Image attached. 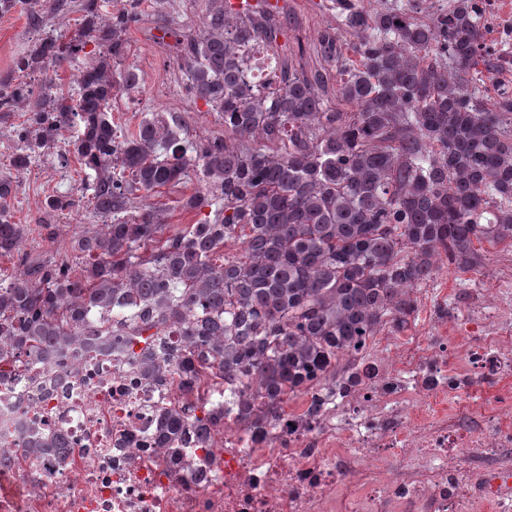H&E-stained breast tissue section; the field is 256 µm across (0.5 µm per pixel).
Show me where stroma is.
<instances>
[{
  "mask_svg": "<svg viewBox=\"0 0 512 512\" xmlns=\"http://www.w3.org/2000/svg\"><path fill=\"white\" fill-rule=\"evenodd\" d=\"M295 12V28L289 31V40H300L303 53L301 65L308 70L323 68L325 61L318 44L320 30L331 22L328 9L330 0H285ZM153 0H143L145 16L131 28L128 51L122 68H134L141 77L138 90L118 89L112 100V118L118 131L129 134L136 130L141 117L148 112L162 110L173 112L183 120L182 134L188 139H205L223 135L224 126L215 113L209 112L204 103L190 101L183 89L184 75L178 67L172 38L161 37L149 15ZM40 35L28 20L26 11L0 16V78L10 75L14 58ZM25 119L21 112H0V177L8 175L18 181L17 193L9 198V208L15 223L25 228L20 256L0 258V273L16 271L21 257L36 260L53 257L73 261L71 242L74 237L92 224L89 200L81 196L83 172L78 162L61 167L58 155L35 157L28 170L17 173L10 165L14 152L12 130ZM192 181L174 188H166L159 200L169 210L164 235L182 232L196 223L194 213L184 210L183 201L198 189ZM68 194L78 198L79 207L70 214L54 217L51 229L39 223L48 197ZM512 256V246L501 244L489 248L482 265L461 272L455 266L444 265L436 278L417 291L418 308L411 330H420L430 317L453 311L455 317L447 333L461 336V316L468 307L466 291L470 288H493L497 285L502 259Z\"/></svg>",
  "mask_w": 512,
  "mask_h": 512,
  "instance_id": "obj_1",
  "label": "stroma"
}]
</instances>
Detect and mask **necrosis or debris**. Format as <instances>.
Instances as JSON below:
<instances>
[{
	"mask_svg": "<svg viewBox=\"0 0 512 512\" xmlns=\"http://www.w3.org/2000/svg\"><path fill=\"white\" fill-rule=\"evenodd\" d=\"M493 82L512 94V0H479ZM494 288L470 289L475 335L446 323L371 337L346 356L350 395L319 413L282 405L257 438L226 415L210 448L181 465L151 456L156 410L175 398L138 375L121 337L68 346L62 373L0 379V448L23 434L64 432L65 456L23 459L0 476V512H507L512 506V259Z\"/></svg>",
	"mask_w": 512,
	"mask_h": 512,
	"instance_id": "necrosis-or-debris-1",
	"label": "necrosis or debris"
}]
</instances>
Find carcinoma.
I'll return each mask as SVG.
<instances>
[{
	"label": "carcinoma",
	"mask_w": 512,
	"mask_h": 512,
	"mask_svg": "<svg viewBox=\"0 0 512 512\" xmlns=\"http://www.w3.org/2000/svg\"><path fill=\"white\" fill-rule=\"evenodd\" d=\"M425 2L378 0L367 12L332 0L326 67L308 72L278 43L282 7L231 14L207 0L197 31L182 34L170 2L154 0L188 94L224 122V136L191 141L163 112L117 134L112 65L141 0L114 12L73 0L79 35L64 43L51 29L15 57L21 78L0 82V112L27 114L13 129L18 172L77 130L73 154L101 228L74 240V266L47 257L0 277V377L51 371L58 349L121 336L140 349L147 381L181 393L158 407L157 448L176 461L192 441L211 447L226 412L262 436L290 396L335 392L341 358L385 326L407 328L412 290L446 263L480 265L484 241L512 246V98L490 101L476 78L477 62L493 68L482 13L476 0H454L420 21ZM25 4L40 26L59 0H0V15ZM89 43L97 57L53 90L51 72ZM260 44L271 51L267 82L251 72ZM197 174L184 207L207 214L162 237L167 208L152 198ZM17 188L0 179V256L23 240L6 207ZM75 206L51 196L41 223ZM231 242L235 254L224 251ZM226 383L231 399L205 398ZM190 396L197 415L183 407ZM62 447L49 431L25 437L21 452Z\"/></svg>",
	"instance_id": "obj_1"
}]
</instances>
